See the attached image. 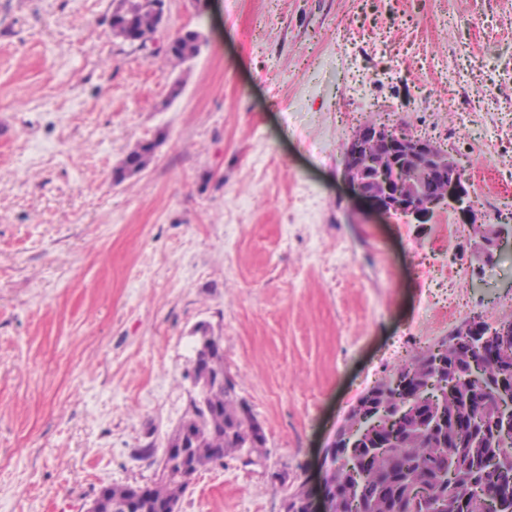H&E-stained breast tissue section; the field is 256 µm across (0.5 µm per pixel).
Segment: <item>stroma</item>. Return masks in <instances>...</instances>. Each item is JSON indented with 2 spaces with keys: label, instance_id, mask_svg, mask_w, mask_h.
Instances as JSON below:
<instances>
[{
  "label": "stroma",
  "instance_id": "obj_1",
  "mask_svg": "<svg viewBox=\"0 0 512 512\" xmlns=\"http://www.w3.org/2000/svg\"><path fill=\"white\" fill-rule=\"evenodd\" d=\"M114 4L0 0V512H88L155 480L202 323L265 457L201 469L178 512H283L321 492L358 396L448 335L436 311L512 317V245L442 272L472 225H512V0H165L144 49L112 37ZM187 30L193 61L157 54ZM356 112L494 195L383 215L344 181ZM156 145L154 143L137 144L126 155L120 167L115 171L117 181H121L127 173L142 171L152 161Z\"/></svg>",
  "mask_w": 512,
  "mask_h": 512
}]
</instances>
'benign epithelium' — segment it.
Wrapping results in <instances>:
<instances>
[{"label":"benign epithelium","mask_w":512,"mask_h":512,"mask_svg":"<svg viewBox=\"0 0 512 512\" xmlns=\"http://www.w3.org/2000/svg\"><path fill=\"white\" fill-rule=\"evenodd\" d=\"M375 142L399 157L402 170L409 173L404 178L399 171L380 169L374 184H368L362 162L367 142ZM344 176L356 193L374 204L385 215H402L407 221L425 224L439 210L453 208L465 210L471 207L466 201L464 177L460 165L447 152L440 150L428 139L399 133L392 125L374 123L360 125L345 146ZM429 177L446 183L442 192L426 189L419 177ZM512 234L495 226L484 242L481 252L488 266L501 254V247ZM387 413L364 412V396H359L349 408L346 422L338 432L332 447L361 448L363 445L381 449V435L387 429Z\"/></svg>","instance_id":"benign-epithelium-1"}]
</instances>
